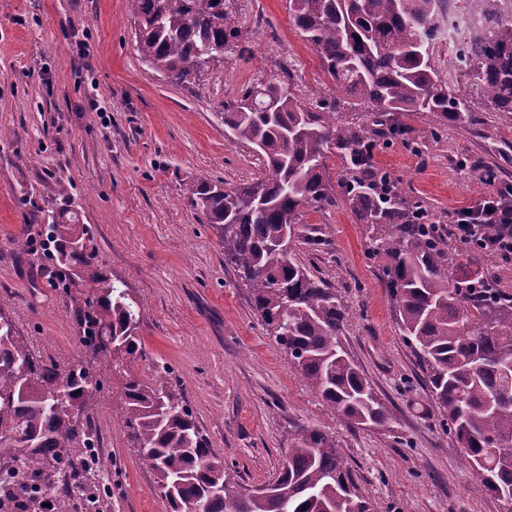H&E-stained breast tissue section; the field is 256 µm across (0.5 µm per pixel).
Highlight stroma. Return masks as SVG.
Segmentation results:
<instances>
[{
  "label": "stroma",
  "mask_w": 512,
  "mask_h": 512,
  "mask_svg": "<svg viewBox=\"0 0 512 512\" xmlns=\"http://www.w3.org/2000/svg\"><path fill=\"white\" fill-rule=\"evenodd\" d=\"M238 9L240 46L184 87L142 63L131 0H0V308L36 358L83 359L75 305L46 276L48 216L69 209L141 309L142 356L100 371L107 400L82 413L112 460L100 512H170L113 421L111 401L129 374L177 389L244 487L274 480L294 425L305 422L335 434L381 512H501L496 498L474 492L478 476L400 335L384 261L369 254L366 227L344 201L304 207L295 254L340 291L344 345L394 416L388 430L351 428L328 410L266 333L216 229L190 207L200 181L236 185L265 173L263 157L226 133L225 102L283 67L305 105L337 95L288 0H238ZM471 110L454 126L431 116L410 120L403 137L376 139L374 162L436 224L486 191V170L512 185V116L478 97Z\"/></svg>",
  "instance_id": "1"
}]
</instances>
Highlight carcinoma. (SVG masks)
<instances>
[{
    "label": "carcinoma",
    "instance_id": "carcinoma-1",
    "mask_svg": "<svg viewBox=\"0 0 512 512\" xmlns=\"http://www.w3.org/2000/svg\"><path fill=\"white\" fill-rule=\"evenodd\" d=\"M136 47L147 66L190 86L224 62V46L244 39L233 0H132ZM473 15L461 59L446 72L435 50L443 0H288V14L320 57L324 75L376 113L372 122L341 124L336 101L307 107L289 77H264L224 103V129L265 158L267 174L248 183L199 182L190 205L215 227L224 263L251 290L267 334L324 403L352 428L386 427L392 417L342 341L340 292L282 249L299 236L302 208L345 196L367 225L369 249L385 258L386 283L402 339L425 371L444 428L479 474L476 490L512 495V292L497 276L454 269L456 254L419 208L373 165V125L408 130L399 116L434 114L453 125L470 115L457 87L466 81L494 112L512 113V0H466ZM342 177L325 171L329 150ZM54 286L83 296L81 344L123 359L142 355L140 308L125 284L102 271L90 249L70 250L88 235L76 213L48 225ZM93 369L47 365L26 340L0 341V459H23L21 475L0 484V502L31 510L27 481H50L93 446L84 407L104 399ZM171 512H379L362 496L336 436L298 423L273 495L245 492L234 470L211 451L183 400L162 383L125 379L119 417Z\"/></svg>",
    "mask_w": 512,
    "mask_h": 512
}]
</instances>
